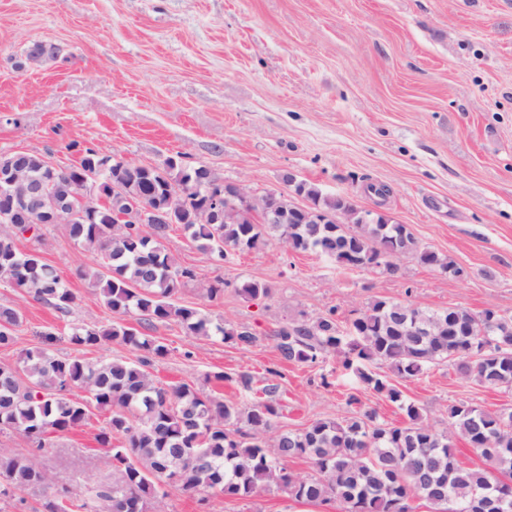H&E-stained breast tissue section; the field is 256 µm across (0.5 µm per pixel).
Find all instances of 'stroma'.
<instances>
[{"label": "stroma", "mask_w": 512, "mask_h": 512, "mask_svg": "<svg viewBox=\"0 0 512 512\" xmlns=\"http://www.w3.org/2000/svg\"><path fill=\"white\" fill-rule=\"evenodd\" d=\"M36 41L58 44L60 55L26 62ZM86 147L143 165L178 155L258 193L283 189L292 172L407 225L421 247L464 271L452 277L410 254L393 274L344 269L273 237L224 262L173 232L168 249L197 275L180 303L255 341L241 346L156 324L154 336L169 349L152 368L158 384L188 382L233 402L249 398L239 375L257 388L278 385L281 431L365 406L399 425L398 404L364 390L339 355L282 362L275 330L332 309L349 319L376 299L512 315V0H0V154L37 151L64 168ZM373 184L388 186L387 198L371 193ZM43 234V256L76 300L63 315L0 283V302L23 312L17 344L0 348V363L34 347L133 358L119 344L70 343L71 326L116 316L77 275L94 267V254L63 225ZM218 278L223 298L203 297L201 285ZM250 280L267 284L270 296L241 295ZM219 373L227 381H216ZM394 384L439 429L461 402L512 408V391L461 380L445 364ZM105 421L91 412L53 437L41 458L73 504L112 476L96 441ZM164 492L165 512H338L278 488L250 500L176 485Z\"/></svg>", "instance_id": "obj_1"}]
</instances>
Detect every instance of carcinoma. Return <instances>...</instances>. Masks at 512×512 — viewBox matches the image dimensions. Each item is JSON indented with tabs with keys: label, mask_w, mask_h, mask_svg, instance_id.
Listing matches in <instances>:
<instances>
[{
	"label": "carcinoma",
	"mask_w": 512,
	"mask_h": 512,
	"mask_svg": "<svg viewBox=\"0 0 512 512\" xmlns=\"http://www.w3.org/2000/svg\"><path fill=\"white\" fill-rule=\"evenodd\" d=\"M82 155L85 170L93 173L101 167L103 172L89 179L94 197L82 219L66 225L69 238L98 258V267L79 271V277L98 291L112 313L136 318L137 326L114 321L75 327L70 341L82 348L116 343L137 356L92 361L58 358L44 348L20 350L16 363L0 364V432H21L42 452L51 447L52 437L85 422L88 405L106 412L97 441L112 457V483L95 497L110 512H161L159 481L166 470L181 474L180 487L186 492L241 500L274 485L301 503L336 502L341 512H410L409 501L417 493L435 512H512V485L504 484L512 482V413L461 402L448 408L447 427L438 430L422 407L404 400L374 370L383 365L398 378L412 379L448 363L466 381L512 391V316L498 313L491 323L488 309L435 311L376 299L344 328L331 310L275 332L284 362L314 364L327 354L342 355V367L362 386L398 404L407 417L402 425L382 420L370 408L348 419L317 420L280 431L270 444L278 386L265 385V399L242 404L205 395L187 383L159 386L150 373L168 354L166 345L150 334L156 321H174L188 335L219 336L224 342L255 340L251 332L227 327L178 301L195 273L166 247L176 230L222 261L273 236L295 251L318 253L344 268L362 253L391 269L397 254L405 252L442 273L463 274L449 256L421 247L407 225L382 214L369 224H303L286 195L280 198L274 224L247 211L228 223L213 224L208 213L218 187L208 167L186 166L173 157L157 166L132 165L125 170L124 193L114 195L112 173L123 161L92 148ZM15 167L44 180L59 200L72 199L79 185L80 170H51L39 152L0 155V171ZM176 182L185 185V195L173 200ZM288 188L324 212L357 211L348 199L328 196L305 180L290 181ZM137 197L160 208L177 206L181 223L154 224L149 232L138 224L113 223L112 214ZM99 198L106 204H99ZM34 237L33 247L21 250L15 234L0 233V282L67 314L75 295L45 261L41 235ZM238 291L252 299L270 295L259 281L245 282ZM22 320L21 308L0 302V348L16 345ZM74 390L91 397L73 398ZM242 419L244 429L238 427ZM458 441L472 449L478 464H459ZM300 459L310 464L311 473L288 470L287 463ZM14 491L39 497V512H59L62 506L35 457L0 448V495Z\"/></svg>",
	"instance_id": "cac0c4a2"
}]
</instances>
